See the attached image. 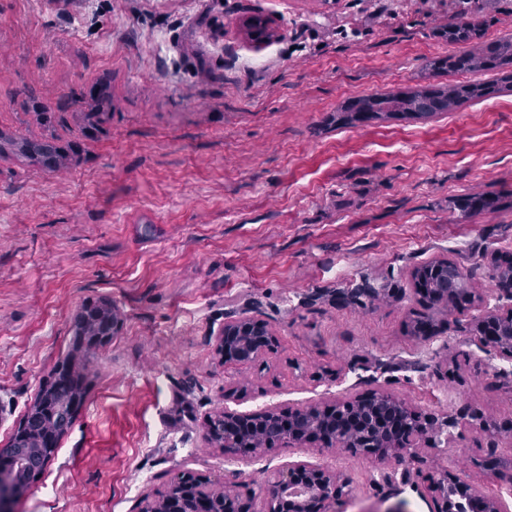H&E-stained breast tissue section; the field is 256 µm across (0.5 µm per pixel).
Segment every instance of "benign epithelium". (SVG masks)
Masks as SVG:
<instances>
[{
    "mask_svg": "<svg viewBox=\"0 0 512 512\" xmlns=\"http://www.w3.org/2000/svg\"><path fill=\"white\" fill-rule=\"evenodd\" d=\"M414 294L427 308L455 307L472 301L465 275L450 260L435 257L410 273ZM495 288L512 300V261L497 265ZM101 308H112L110 329L96 339L105 344L123 324L114 304L103 301ZM438 331L437 319L428 314L418 319L411 334L427 339ZM473 332L491 351L512 358V313L503 316L498 307H485L473 322ZM277 337L268 324L249 315L224 323L216 337V350L226 363H249L273 349ZM86 402V393L75 398L69 411L55 415L59 431H66ZM274 424L279 440L305 448L319 443L325 448H342L364 458L380 457L405 451L413 460L419 450L435 448L448 429L458 425L455 417L424 411L406 404L386 392L349 395L330 403L281 408L273 405L249 413L222 410L209 416L205 439L223 449L227 457L255 455L258 449L247 446V438L256 430ZM49 454L33 457L12 442L0 449V512H15L28 486L21 472L29 468L44 470L53 460ZM433 493L432 512H512V504L500 497H490L467 479L446 468L437 469L428 478ZM347 482L335 469L298 461L273 472L266 491L263 512H331V505L345 496ZM141 512H258L254 497L236 494L207 483L202 477L187 479L179 474L166 492L144 499Z\"/></svg>",
    "mask_w": 512,
    "mask_h": 512,
    "instance_id": "obj_1",
    "label": "benign epithelium"
}]
</instances>
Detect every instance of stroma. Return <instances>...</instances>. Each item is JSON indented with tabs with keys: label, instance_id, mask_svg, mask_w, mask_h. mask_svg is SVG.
I'll return each instance as SVG.
<instances>
[{
	"label": "stroma",
	"instance_id": "1",
	"mask_svg": "<svg viewBox=\"0 0 512 512\" xmlns=\"http://www.w3.org/2000/svg\"><path fill=\"white\" fill-rule=\"evenodd\" d=\"M275 36L254 47L243 22ZM512 36V0H0V448L73 351L82 304L121 331L85 363L87 401L17 512H139L185 471L264 500L271 471L307 461L349 483L342 512H429L430 471L512 494V359L471 334L512 254V87L425 118L346 123L342 103L495 81L431 72ZM111 86L96 113L89 89ZM496 82V81H495ZM49 105L37 112L35 103ZM14 139L52 141L50 171ZM497 196L463 215L459 199ZM445 257L478 303L407 332L410 283ZM247 314L274 352L224 363L215 336ZM373 390L458 418L447 445L364 459L285 444L228 459L204 438L219 409L307 406ZM501 460L500 473L475 460Z\"/></svg>",
	"mask_w": 512,
	"mask_h": 512
}]
</instances>
